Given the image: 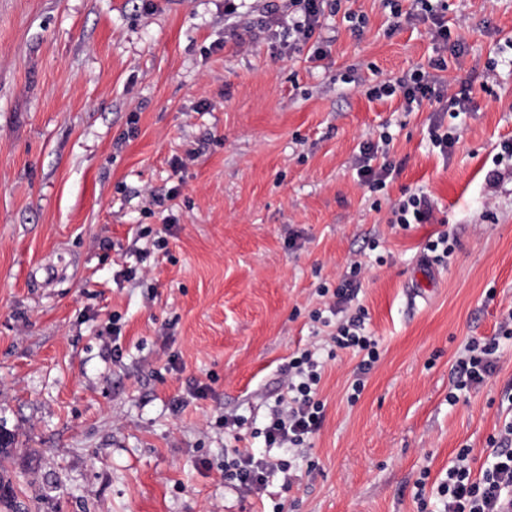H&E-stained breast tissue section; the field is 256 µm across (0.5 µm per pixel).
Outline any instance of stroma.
Returning a JSON list of instances; mask_svg holds the SVG:
<instances>
[{
	"mask_svg": "<svg viewBox=\"0 0 512 512\" xmlns=\"http://www.w3.org/2000/svg\"><path fill=\"white\" fill-rule=\"evenodd\" d=\"M266 5L0 0V465L30 512H439L458 451L480 473L512 421V340L448 400L464 345L512 309V0L442 2L464 48L446 76L472 99L455 118L369 94L436 55L429 23L393 27L413 0H337L320 60ZM437 120L459 135L446 157ZM383 133L372 165L394 169L373 192L358 160ZM413 193L430 221L391 223ZM441 232L442 263L424 251ZM354 258L380 353L362 376L320 293ZM303 349L324 421L265 449ZM228 416L241 447L290 460L291 488L225 483Z\"/></svg>",
	"mask_w": 512,
	"mask_h": 512,
	"instance_id": "stroma-1",
	"label": "stroma"
}]
</instances>
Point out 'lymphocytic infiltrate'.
<instances>
[{
    "label": "lymphocytic infiltrate",
    "mask_w": 512,
    "mask_h": 512,
    "mask_svg": "<svg viewBox=\"0 0 512 512\" xmlns=\"http://www.w3.org/2000/svg\"><path fill=\"white\" fill-rule=\"evenodd\" d=\"M326 0H282L281 5L269 11L270 25L286 29L292 46L312 44L315 57L325 53V40L321 37ZM419 11H406L405 23L422 19L431 21L432 36L440 51L427 67L413 70L387 80L382 85L386 94L401 93L406 106L430 101L439 104L441 111L459 115L470 111L471 97L468 89L452 91L450 81L443 78L448 63V27L445 25L434 0H418ZM361 271L359 261H352L350 274L333 292L331 309L340 314L333 342L337 348L362 353L358 366L360 379L353 384L354 392H361L367 373L379 358L378 342L364 333V315H347L349 303L358 295L357 276ZM499 338L512 339V311L499 326ZM496 339L467 342L457 358L452 371L454 393L449 401H456L458 393L478 388L493 375L499 363V343ZM323 363L311 351H303L288 363L286 393L270 409L267 422L261 431L266 447L299 448L307 443L321 427L325 405L318 397ZM492 452L480 476H473L470 449H460L448 477L437 487L442 504L441 512H512V422L508 423L498 438L492 439ZM290 461L257 455L248 450L232 447L224 453V480L253 492H261L270 475L287 473Z\"/></svg>",
    "instance_id": "obj_1"
}]
</instances>
